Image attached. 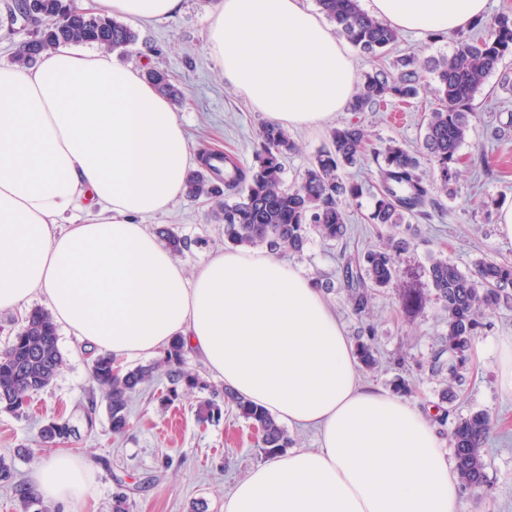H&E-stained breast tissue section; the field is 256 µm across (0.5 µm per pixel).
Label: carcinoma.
Instances as JSON below:
<instances>
[{
  "instance_id": "obj_1",
  "label": "carcinoma",
  "mask_w": 512,
  "mask_h": 512,
  "mask_svg": "<svg viewBox=\"0 0 512 512\" xmlns=\"http://www.w3.org/2000/svg\"><path fill=\"white\" fill-rule=\"evenodd\" d=\"M321 13L345 39L369 59L383 55L398 40V32L366 13L359 0H317ZM11 20L26 18L30 36L21 43L16 62L26 66L41 52L61 44H90L112 51H124L137 40L125 22L103 11L80 13L74 0H10ZM460 48L449 56L420 63L415 56L393 61L394 71L378 69L367 73L349 103L350 112H369L374 107L419 96L426 80L435 84L438 107L428 117L423 150H411L403 143L372 144L358 125L336 127L328 144L308 164L299 179L285 182L282 158L295 150L288 129L265 123L258 134L255 163L239 166L234 157L221 151H205L201 167L187 177L186 195L210 203L209 218L224 225V241L242 248L264 245L273 253L303 252L309 233L333 245L347 238L344 203L363 195L364 185L344 177L366 157L376 165L372 224L390 230L410 219H430L432 211L448 197V185L455 178L458 151L474 128L473 102L484 79L498 70L502 59L512 55V17L503 14L485 36L457 34ZM146 77L160 93L178 98L180 90L170 75L150 70ZM156 233L173 255L190 248L188 238L169 227ZM410 245L408 238L389 235L381 245L363 254L348 255L342 265L343 287L352 310L367 314L376 291L391 287L400 279L399 256ZM434 300L447 319V332L439 351L432 357L431 372L447 374L451 383L461 382L459 369L468 358L483 327L485 312L501 303L512 302V261L487 256L469 271L448 259L435 258L428 268ZM375 327L361 330L357 344L359 359L366 367L376 364ZM448 360H442L443 356ZM110 354L92 360L93 383L105 398L109 428L120 436L130 427V402L155 378L165 377L177 394L197 391L196 418L205 424L221 419L229 409L252 424L258 433L257 447L270 455L289 447L288 430L266 409L247 401L232 390H219L203 381L187 366V355L177 341L158 361L126 366L116 372ZM64 363L58 346L57 325L44 308L31 309L11 343L0 352V411L19 414L33 394L48 388ZM495 422L485 410L458 418L449 431L456 472L461 485L479 491L488 482L484 459L485 444ZM78 431L67 420L51 419L39 431L43 448H56L77 438ZM12 486L27 509L47 512L34 489L15 481L14 470L0 458V484Z\"/></svg>"
}]
</instances>
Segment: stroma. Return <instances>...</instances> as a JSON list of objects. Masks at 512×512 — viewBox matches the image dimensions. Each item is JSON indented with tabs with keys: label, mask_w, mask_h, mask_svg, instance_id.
I'll return each mask as SVG.
<instances>
[{
	"label": "stroma",
	"mask_w": 512,
	"mask_h": 512,
	"mask_svg": "<svg viewBox=\"0 0 512 512\" xmlns=\"http://www.w3.org/2000/svg\"><path fill=\"white\" fill-rule=\"evenodd\" d=\"M212 0H182L174 17L149 25H136V43L118 53L120 62L140 71H168L186 101L175 112L192 151L219 150L235 156L243 166L255 161L257 134L265 121L228 83L206 50L205 18ZM457 47L454 35L400 32L394 55L414 54L420 60L437 59ZM512 73V56L505 57L489 75L475 99L478 119L474 131L459 150L457 176L442 210L428 220L413 221L412 246L404 255L398 289L378 292L368 321L377 328L378 363L362 370L374 386L394 389L397 378L414 384L413 400L441 406L446 389L432 376L427 361L441 345L446 331L445 313L439 304L404 308L401 289L428 293L425 270L432 259H448L461 270L485 256L512 258V242L501 240L497 214L512 205V137L496 140L495 128L512 121V92L503 90L502 73ZM433 93L421 94L405 105L404 118H396L394 105L373 112L343 111L315 129H295L291 135L298 149L286 155V181L299 178L328 140L331 128L355 123L364 127L373 143L397 140L407 147H421L429 112L436 106ZM204 200L180 198L168 212L145 217L149 230L167 226L191 240L181 261L195 270L224 246L222 225L210 223ZM368 204L346 208L350 237L346 247L328 246L311 236L304 252L284 255L287 264L309 278H340L342 251L365 252L380 242L382 229L368 220ZM512 336V307L488 315L476 340L482 358H470L463 370L465 382L455 387L450 421L440 424V439H447L452 419L476 410L488 411L498 426L485 447L488 483L480 491L465 492L463 512H512V392L498 385L497 346ZM58 346L65 362L50 387L35 396L27 414L0 412V458L10 463L18 478L31 472L48 454L37 444L40 426L52 418L70 420L79 439L69 450L86 463L91 492L71 505L69 512H111L112 495L125 489L132 512H190L192 504L205 512H224V496L251 467L261 462L252 442L248 422L224 413L216 424L200 425L195 419V396L174 404L160 399L162 383L147 387L131 401L132 427L115 436L102 395L91 379V354L76 337L59 332ZM94 425H87L86 414Z\"/></svg>",
	"instance_id": "obj_1"
}]
</instances>
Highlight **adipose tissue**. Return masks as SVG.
<instances>
[{"label": "adipose tissue", "instance_id": "1", "mask_svg": "<svg viewBox=\"0 0 512 512\" xmlns=\"http://www.w3.org/2000/svg\"><path fill=\"white\" fill-rule=\"evenodd\" d=\"M180 0H88L147 24ZM488 0H369L399 30L450 33ZM206 50L269 122L317 127L355 68L303 0H213ZM194 154L170 101L104 49L60 45L0 66V311L44 299L89 350L122 362L180 340L225 387L318 445L254 466L224 512H462L455 462L418 404L363 382L325 295L274 254L213 253L194 272L143 225L186 191ZM94 209L84 223L75 211ZM61 508L90 487L59 452L33 472Z\"/></svg>", "mask_w": 512, "mask_h": 512}]
</instances>
